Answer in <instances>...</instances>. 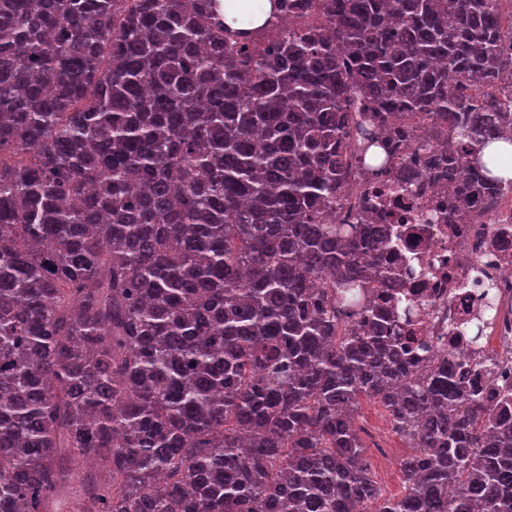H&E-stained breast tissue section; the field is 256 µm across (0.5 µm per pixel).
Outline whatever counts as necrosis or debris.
<instances>
[{
	"instance_id": "1",
	"label": "necrosis or debris",
	"mask_w": 512,
	"mask_h": 512,
	"mask_svg": "<svg viewBox=\"0 0 512 512\" xmlns=\"http://www.w3.org/2000/svg\"><path fill=\"white\" fill-rule=\"evenodd\" d=\"M397 179L392 165L366 181L352 174L338 223H355L359 198L374 196L401 238L394 264L415 270L389 288L415 301L417 335L434 353H460V367L478 361L496 386H512V191L494 204L474 205L461 223L443 224L432 215L447 205L451 187L426 178L401 185ZM490 292L496 309L474 350L455 328L481 319Z\"/></svg>"
}]
</instances>
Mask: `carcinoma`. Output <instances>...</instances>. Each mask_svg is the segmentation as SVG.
<instances>
[{
	"label": "carcinoma",
	"instance_id": "cac0c4a2",
	"mask_svg": "<svg viewBox=\"0 0 512 512\" xmlns=\"http://www.w3.org/2000/svg\"><path fill=\"white\" fill-rule=\"evenodd\" d=\"M273 4L0 0V512H512V391L420 356L394 225L336 223L401 112L448 129L408 163L445 223L512 190L501 0ZM223 2L224 16L225 18H228L229 22L231 15L227 5L229 2H234L238 5L240 11L251 13V21L253 22V27L261 25L269 13L274 9V5L271 0H223ZM384 410L376 403L364 401L356 415L357 430L362 437L366 455L369 458L374 478L386 496H397L404 492V482L399 462L413 448H408L407 442L396 433L392 425L384 422ZM378 449L392 460L390 467L385 465V459Z\"/></svg>",
	"mask_w": 512,
	"mask_h": 512
}]
</instances>
